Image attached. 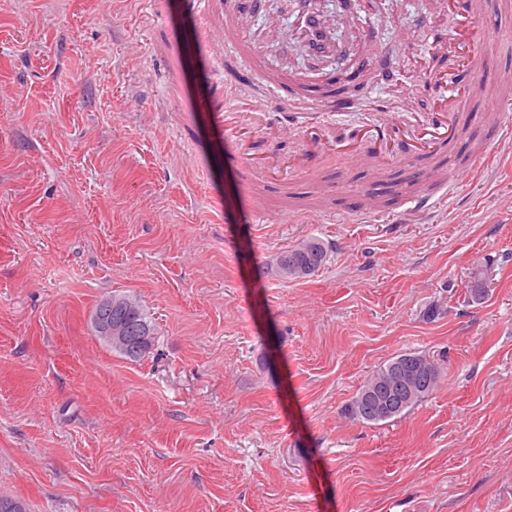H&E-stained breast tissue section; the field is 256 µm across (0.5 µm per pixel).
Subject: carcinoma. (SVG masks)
Segmentation results:
<instances>
[{
    "mask_svg": "<svg viewBox=\"0 0 512 512\" xmlns=\"http://www.w3.org/2000/svg\"><path fill=\"white\" fill-rule=\"evenodd\" d=\"M324 260V248L316 238L304 240L284 252L278 261L281 274L299 278L316 272ZM93 313L112 315V328L125 340L112 342V350L130 359L140 360L150 353L155 342L153 318L135 299L114 294L101 299ZM440 369L426 356L405 352L374 370L346 406L354 421L377 425L409 412L436 389Z\"/></svg>",
    "mask_w": 512,
    "mask_h": 512,
    "instance_id": "cac0c4a2",
    "label": "carcinoma"
}]
</instances>
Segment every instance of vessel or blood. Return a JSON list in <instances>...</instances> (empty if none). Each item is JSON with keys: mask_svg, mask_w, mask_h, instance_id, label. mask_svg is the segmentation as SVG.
I'll list each match as a JSON object with an SVG mask.
<instances>
[{"mask_svg": "<svg viewBox=\"0 0 512 512\" xmlns=\"http://www.w3.org/2000/svg\"><path fill=\"white\" fill-rule=\"evenodd\" d=\"M493 6L494 0H467L466 10L455 15L451 28L429 29V36L442 37L445 50L456 56L459 63L457 71L440 78L441 103L434 111L428 135L419 137L400 133L395 118H388L375 138L345 152L349 165H406L419 182L444 183L446 174L437 158L460 134L459 113L469 102L483 98L487 93L481 76L498 40L492 33L480 30L479 22ZM182 7L195 20L194 38L198 44L209 50L232 45L249 71H263L264 39L259 34L250 38L245 35L246 21L253 7L251 0H183ZM291 7L298 28L286 41L287 50L301 51L314 62L342 55L343 50L333 39L315 0H292ZM152 50L172 93L181 94V53L170 40L164 24L156 26ZM348 74L345 68L332 70L324 73L316 84L295 73H274L270 79L282 93L301 90L307 92L317 105L332 108L336 105V92L346 83ZM201 108L209 113L225 140L230 142V161L236 165L244 188H252L259 181L268 182L284 171L313 177L325 161L327 144L319 133L312 131L307 132L301 148L289 156L287 162L257 157L254 140L267 127L266 115L238 111L225 97L223 83L210 85ZM384 193V188L375 186L356 194L350 202L351 213L377 211L378 201Z\"/></svg>", "mask_w": 512, "mask_h": 512, "instance_id": "obj_1", "label": "vessel or blood"}]
</instances>
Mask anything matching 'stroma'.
<instances>
[{
    "label": "stroma",
    "instance_id": "obj_1",
    "mask_svg": "<svg viewBox=\"0 0 512 512\" xmlns=\"http://www.w3.org/2000/svg\"><path fill=\"white\" fill-rule=\"evenodd\" d=\"M436 2L330 0L390 44L399 24L410 39L325 109L329 143L388 114L430 123L436 93L412 112L403 93L432 66L421 27ZM500 2L483 21L501 40L488 94L442 155L472 172L445 203L407 215V168L332 157V193L287 178L259 224L209 116L195 113L194 141L173 131L213 82L292 128L314 110L306 95L238 79L233 47L201 54L180 0H0V494L28 512H512V142L473 119L512 115ZM157 10L184 49L179 96L149 51ZM379 178L381 208L346 222L351 187ZM309 237L321 268L282 278L279 254ZM113 293L155 323L141 360L94 332ZM405 352L435 361L438 389L400 418L349 419L364 380Z\"/></svg>",
    "mask_w": 512,
    "mask_h": 512
}]
</instances>
